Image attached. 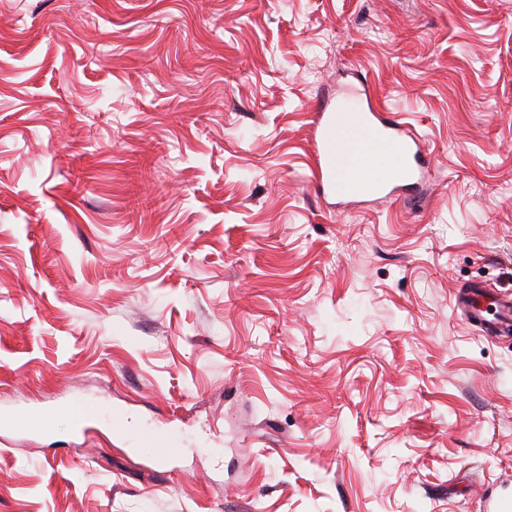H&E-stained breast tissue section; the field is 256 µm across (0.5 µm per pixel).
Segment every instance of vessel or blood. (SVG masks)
<instances>
[{
	"label": "vessel or blood",
	"mask_w": 512,
	"mask_h": 512,
	"mask_svg": "<svg viewBox=\"0 0 512 512\" xmlns=\"http://www.w3.org/2000/svg\"><path fill=\"white\" fill-rule=\"evenodd\" d=\"M314 181L322 197L346 205L397 199L429 159L406 123L366 111L360 95L323 105L313 131ZM467 319L492 334L512 329V295L486 299L477 291L456 298Z\"/></svg>",
	"instance_id": "1"
}]
</instances>
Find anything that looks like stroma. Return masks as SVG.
<instances>
[{"label": "stroma", "instance_id": "1", "mask_svg": "<svg viewBox=\"0 0 512 512\" xmlns=\"http://www.w3.org/2000/svg\"><path fill=\"white\" fill-rule=\"evenodd\" d=\"M433 159L308 182L345 71ZM512 0H0V512H483L512 494ZM478 291H468L456 296L457 307L462 309L467 319L480 326L486 334L507 331L512 327V298L510 293L487 300ZM492 316V318H488Z\"/></svg>", "mask_w": 512, "mask_h": 512}]
</instances>
